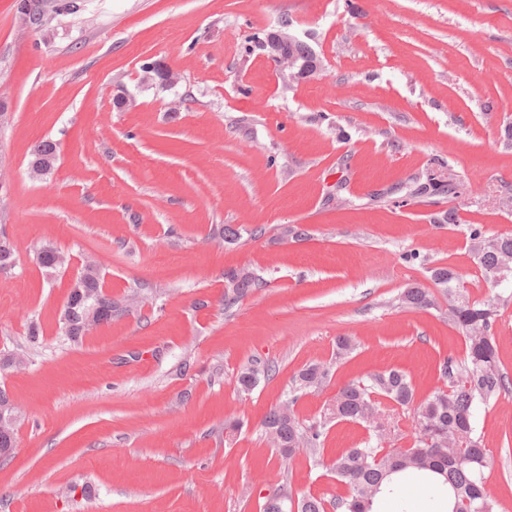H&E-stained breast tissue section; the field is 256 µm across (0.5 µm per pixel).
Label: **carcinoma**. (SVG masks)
I'll list each match as a JSON object with an SVG mask.
<instances>
[{"instance_id": "cac0c4a2", "label": "carcinoma", "mask_w": 512, "mask_h": 512, "mask_svg": "<svg viewBox=\"0 0 512 512\" xmlns=\"http://www.w3.org/2000/svg\"><path fill=\"white\" fill-rule=\"evenodd\" d=\"M29 176L40 180L57 159V144L42 140L31 149ZM477 263L490 276L512 277V234L488 237L480 227L468 229ZM37 264L47 271L69 266L71 258L51 245L35 247ZM434 282L448 294V321L462 331L465 352L457 359L439 363L442 386L421 401H416V386L403 370L386 368L364 378L345 383L323 418L311 423L298 418L299 399L323 389L331 378L332 366L318 362L304 365L294 377L288 396L271 406L261 427L267 445L277 450L283 471L290 472L301 456L317 461L322 437L332 421L361 424L368 436L352 448H343L329 459L325 469L344 492L330 498L305 494L298 498L297 512H375L380 494L394 493L400 479L443 496L448 490L451 512H497L498 501L490 487L486 470L491 468L489 450L475 434L473 409L487 403L512 386L501 368L497 344L491 329L498 316V302L472 301L451 285L455 274L444 268L433 270ZM262 282L248 267L224 273V307L230 308ZM147 295L136 296L125 304L112 301L103 290L100 263L89 257L81 264L60 318L62 330L71 342H78L112 318L129 314L148 303ZM401 302L409 308H428L434 304L426 288L412 286L404 290ZM336 361H342L356 349L350 336L336 337ZM272 365L252 362L241 368L237 387L243 393L253 391L260 377H269ZM380 396L395 407H414V442L397 448L385 422ZM25 415L6 390L0 388V451L15 447L18 427Z\"/></svg>"}]
</instances>
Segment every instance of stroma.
<instances>
[{
  "mask_svg": "<svg viewBox=\"0 0 512 512\" xmlns=\"http://www.w3.org/2000/svg\"><path fill=\"white\" fill-rule=\"evenodd\" d=\"M16 4L0 0V229L17 257L0 273V356L30 362L0 369L26 414L0 457V512H260L282 484L334 493L308 459L283 473L260 423L340 335L358 348L299 418L389 367L418 396L439 387L440 360L465 350L439 267L470 299H501L491 333L512 377V280L483 275L466 230L512 234V0H76L39 32ZM283 19L320 72L288 83L248 48ZM151 62L177 85L142 83ZM118 84L134 107L116 108ZM45 139L58 160L34 181ZM430 175L450 191L413 196ZM225 224L238 242L216 238ZM284 224L297 237L279 240ZM41 242L70 266L46 274ZM88 255L113 300H154L73 345L60 315ZM243 266L265 285L225 308L224 274ZM411 286L433 306L405 307ZM251 360L276 372L238 392ZM475 426L512 512V390ZM31 156L29 176L32 180H41L54 166L57 159V145L50 140H42L32 147Z\"/></svg>",
  "mask_w": 512,
  "mask_h": 512,
  "instance_id": "1",
  "label": "stroma"
}]
</instances>
